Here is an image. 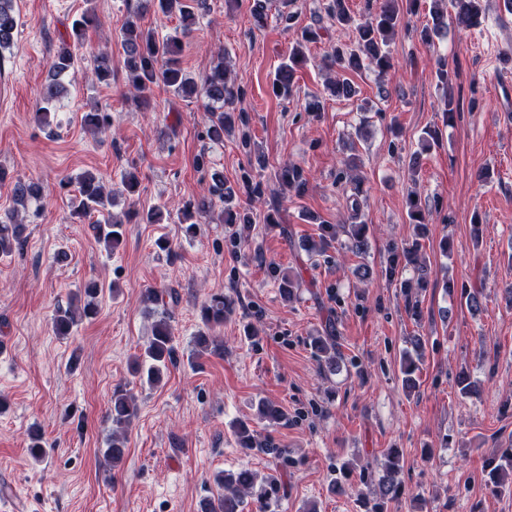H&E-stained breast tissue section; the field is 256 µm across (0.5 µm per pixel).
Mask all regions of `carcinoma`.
Returning <instances> with one entry per match:
<instances>
[{
    "label": "carcinoma",
    "mask_w": 512,
    "mask_h": 512,
    "mask_svg": "<svg viewBox=\"0 0 512 512\" xmlns=\"http://www.w3.org/2000/svg\"><path fill=\"white\" fill-rule=\"evenodd\" d=\"M418 0H383V3L368 17L358 22L352 16L348 0H326L324 11L338 27H347L353 31L350 44L334 47L330 56L331 64L324 81V90L334 98L351 99L358 94L357 87L349 78V74L365 69H372L377 75L383 76L392 68L389 46L405 17L412 12ZM204 8L206 2L198 0L196 4L189 0H141L138 13L129 15L120 28L121 41L126 54L125 66L129 73L130 87L133 97L145 103L150 99L154 87L162 85L177 96L193 95L204 101L209 112L205 137L215 143L224 142V131L237 124L246 125L244 111L236 108V103L244 96V88L228 68L224 67V59L207 73L197 78L184 70L179 63L182 41L177 35L158 40L155 34L143 27L140 15L153 10L161 14H176L182 22V34L190 31L195 21L194 7ZM487 4L485 0H431L430 21L421 29L420 39L426 44L434 41L452 23L459 28L472 29L481 25ZM98 24V18L87 10L73 22L71 35L73 45L82 44L86 31ZM17 17L13 0H0V49L9 46L18 29ZM320 39L318 30L307 27L301 30L300 39L293 46L287 58L278 66L273 78L271 89L276 97H286L291 91V84L297 70L307 63L303 46ZM75 65V55L71 47L65 45L57 52L50 64L52 81L42 88L39 112L35 119L47 124L50 122V109L58 94L59 76L67 73ZM112 75L111 55L102 50L96 57L95 76L100 81H107ZM84 124L97 133H107L112 128V116L107 112H88L84 116ZM212 184L209 195L199 200L188 202L183 210L181 222L186 224L188 235L195 233L196 215L212 211L214 199L224 204V223L251 224L252 212L237 206L236 200L240 187H245L253 196L262 194L261 184L252 183L249 172H244L240 182L230 183L218 172L211 174ZM278 181L287 190L300 194L305 191L307 179L301 167L285 165L278 171ZM78 195L71 199L72 214L82 220L93 212L104 214V223L98 225L97 239L105 250L114 251L123 241L122 221L112 215V192L106 190L99 178L87 171L78 178ZM40 196V187L34 182L17 181L14 186L15 201L23 203ZM408 218L413 224L423 226L429 223V209L422 204L415 194H408ZM22 228L17 222L0 221V254L10 255L20 245ZM351 251L361 254L367 248V225L352 224L348 230ZM422 244L416 239L402 248V253L395 255L390 263L389 271H394L399 258L418 265ZM270 276L278 282L281 293L289 298L298 287V280L281 271L276 264L268 266ZM98 293L97 284L93 281L85 283L77 289V304L59 309L54 319V328L58 335L66 336L71 328L84 318H92L98 312L95 302ZM145 301L157 307L166 302L177 303L178 295L173 289L149 288L145 293ZM231 312V302L222 295H215L204 302L200 308L202 328L198 333V346L206 350L210 336L206 330L224 323ZM316 353L324 358L329 366H338L336 328L332 325L326 334L316 338ZM144 358L149 361L147 371H142V362L134 361L131 370L134 374L146 373L149 383L160 381L163 370L175 360L172 345V329L169 317L162 315L153 326L152 337L144 349ZM419 367L409 354L401 363L402 385L413 389L417 384L416 373ZM138 409L134 399L125 390H117L112 394L110 417L112 425L126 430L137 417ZM126 437L112 435L104 451L107 463L117 465L125 455ZM399 454L393 450L388 454L382 475L378 480L379 497L394 499L398 496L401 480ZM214 482L219 492L212 502L204 506L205 512H240L243 499L254 488L255 475L249 470L236 473L223 472L215 476ZM491 491L497 494L512 492V452L502 455V463L491 469Z\"/></svg>",
    "instance_id": "cac0c4a2"
}]
</instances>
